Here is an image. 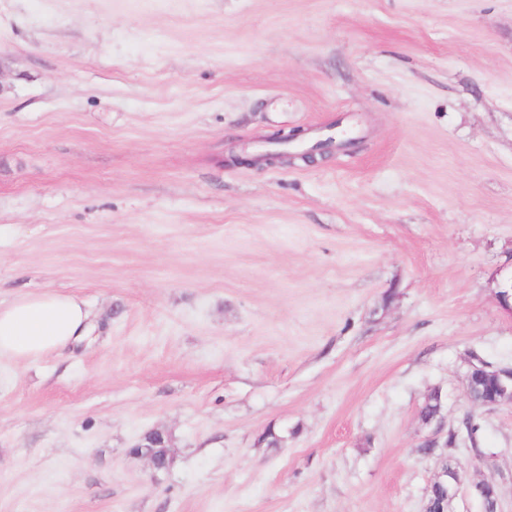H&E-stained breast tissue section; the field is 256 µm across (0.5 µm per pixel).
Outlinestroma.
Returning a JSON list of instances; mask_svg holds the SVG:
<instances>
[{
	"mask_svg": "<svg viewBox=\"0 0 512 512\" xmlns=\"http://www.w3.org/2000/svg\"><path fill=\"white\" fill-rule=\"evenodd\" d=\"M510 264L512 0H0V298L93 324L0 357V512H422L435 391L512 512ZM355 139L354 138H340L339 140L337 137H329L325 140H320L316 142L310 149L298 153V154H290L285 153L281 151H273V152H265L263 154H260L257 157H252L250 160L252 162L257 161H265L269 163H276L283 160H288L292 158H300V159H307L309 162H314L316 153L324 154L326 150H328L334 143L337 149H345L354 144Z\"/></svg>",
	"mask_w": 512,
	"mask_h": 512,
	"instance_id": "1",
	"label": "stroma"
}]
</instances>
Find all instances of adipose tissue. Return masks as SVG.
Wrapping results in <instances>:
<instances>
[{
	"mask_svg": "<svg viewBox=\"0 0 512 512\" xmlns=\"http://www.w3.org/2000/svg\"><path fill=\"white\" fill-rule=\"evenodd\" d=\"M88 312L82 301L51 292L0 300V357L31 361L84 340Z\"/></svg>",
	"mask_w": 512,
	"mask_h": 512,
	"instance_id": "obj_1",
	"label": "adipose tissue"
}]
</instances>
